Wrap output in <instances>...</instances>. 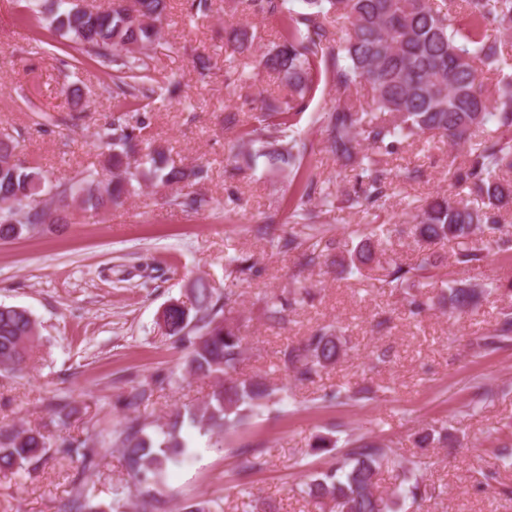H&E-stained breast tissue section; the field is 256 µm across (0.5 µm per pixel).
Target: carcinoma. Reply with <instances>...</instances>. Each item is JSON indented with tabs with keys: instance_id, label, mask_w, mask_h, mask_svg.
I'll return each instance as SVG.
<instances>
[{
	"instance_id": "obj_1",
	"label": "carcinoma",
	"mask_w": 512,
	"mask_h": 512,
	"mask_svg": "<svg viewBox=\"0 0 512 512\" xmlns=\"http://www.w3.org/2000/svg\"><path fill=\"white\" fill-rule=\"evenodd\" d=\"M256 15L283 17L278 43L259 56L257 67L278 75L288 95L262 99L256 124L239 135L244 157L264 158L274 168L286 166L298 172L303 167L305 145L290 137L297 116L313 99L322 75H331L336 87L348 91L362 83L372 91L377 114L369 115L362 104L346 99L322 114L327 137L326 152L353 161L361 169L359 190L340 200L364 211L380 207L391 172L379 167L375 155L393 154L400 146L427 133L440 134L453 145L470 140L475 130L492 123L496 135L471 148L466 163L453 178L468 195L481 200L478 206L461 197L439 193L414 207L410 233L419 252L416 262L389 266L386 284L407 289L405 301L414 317L432 309L430 298L420 291L422 281L448 283V315L460 318L480 300L485 289L473 283L448 278L445 265L431 245L448 244L458 265L480 266L493 250H512V228L503 224V213L512 211V76L503 70L512 66L489 27L512 29V0H462L468 23L453 26L446 0H301L305 11L291 14L287 0H243ZM167 9V0H112L107 10L82 8L71 0H56L48 27L73 48L112 71L116 96L128 101L149 99L155 89L147 82L145 49L157 38V22ZM254 36L245 27L232 34L233 52L249 54ZM503 74L493 92L484 87L483 69ZM144 123L130 125L123 116L100 133L105 151L103 168L111 178L105 182L93 174L77 180L47 183L37 167L16 158V145L0 139V240L36 233L48 220L64 219L52 205L67 198L78 199L90 209H105L136 193L142 185H177L207 177L202 167L186 169L169 162L165 149L146 143ZM328 199L331 192L305 181L295 217L302 224L298 234L277 239L282 252L300 254V264L311 266L321 255L310 242L321 239L325 229L323 211L308 206L312 195ZM42 201H36L38 197ZM358 243L336 247L332 264L360 269L374 262L378 239L375 231L351 232ZM235 277L246 280L255 264L244 256L230 259ZM193 302L170 303L161 326L166 335L189 351L188 367L204 377L224 380L205 405L173 411L159 425L131 421L116 436L126 470L136 480L141 504H118L112 512H162L155 488L162 472L194 456L191 443L182 435L188 423L223 447L224 437L234 434L253 413L268 405L275 390L261 375L233 376L244 349L242 337L226 322L225 311L235 292L224 289L216 295L208 280L198 278L191 291ZM309 292L284 288L262 302L266 322L285 325ZM512 337V311L504 310L493 333L482 338V347ZM40 339L31 314L22 308L0 305V370L15 371L26 365L34 342ZM345 352V342L331 328L321 327L304 343L281 351L279 362L298 381H310L334 366ZM47 437L25 428L0 431V474L27 470L46 454ZM58 447L72 452L82 449L83 460L98 455L95 440L61 438ZM389 449L375 441L357 439L336 467L315 474L306 484V494L329 512H394L393 501L377 492V476Z\"/></svg>"
}]
</instances>
